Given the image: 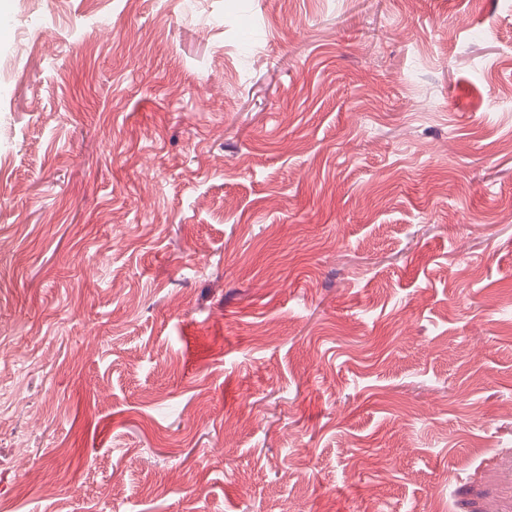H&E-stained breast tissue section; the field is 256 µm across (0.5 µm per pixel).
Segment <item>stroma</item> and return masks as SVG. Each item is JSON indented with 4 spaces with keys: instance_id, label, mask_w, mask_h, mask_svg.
Listing matches in <instances>:
<instances>
[{
    "instance_id": "35a3bbf8",
    "label": "stroma",
    "mask_w": 512,
    "mask_h": 512,
    "mask_svg": "<svg viewBox=\"0 0 512 512\" xmlns=\"http://www.w3.org/2000/svg\"><path fill=\"white\" fill-rule=\"evenodd\" d=\"M0 512H512V0H0Z\"/></svg>"
}]
</instances>
